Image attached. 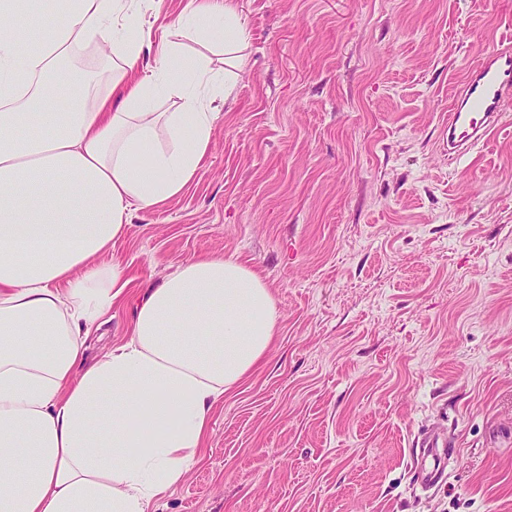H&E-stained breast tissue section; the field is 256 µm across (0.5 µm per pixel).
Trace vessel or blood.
I'll return each mask as SVG.
<instances>
[{"mask_svg":"<svg viewBox=\"0 0 512 512\" xmlns=\"http://www.w3.org/2000/svg\"><path fill=\"white\" fill-rule=\"evenodd\" d=\"M512 105V46L500 44L483 53L469 68L448 112V154H467L499 128ZM455 450L447 437L432 433L421 441L415 458L418 483L433 488L444 482Z\"/></svg>","mask_w":512,"mask_h":512,"instance_id":"1","label":"vessel or blood"}]
</instances>
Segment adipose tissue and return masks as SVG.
I'll list each match as a JSON object with an SVG mask.
<instances>
[{"label": "adipose tissue", "instance_id": "ef3b65f1", "mask_svg": "<svg viewBox=\"0 0 512 512\" xmlns=\"http://www.w3.org/2000/svg\"><path fill=\"white\" fill-rule=\"evenodd\" d=\"M141 0H52L29 49L0 0V512H152L198 460L215 406L265 360L278 327L265 281L239 260H188L136 306L130 338L84 364L132 278L100 263L134 210L178 195L211 146L202 89L237 77L248 43L233 0H190L141 70ZM109 36L105 84L80 111L43 78ZM223 54L185 62L188 43ZM172 111H163L164 103Z\"/></svg>", "mask_w": 512, "mask_h": 512}]
</instances>
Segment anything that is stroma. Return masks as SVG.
Wrapping results in <instances>:
<instances>
[{"label":"stroma","mask_w":512,"mask_h":512,"mask_svg":"<svg viewBox=\"0 0 512 512\" xmlns=\"http://www.w3.org/2000/svg\"><path fill=\"white\" fill-rule=\"evenodd\" d=\"M189 2L142 0L145 63ZM235 3L247 63L192 180L112 250L134 281L86 358L200 255L259 273L278 331L153 512H512V106L465 158L443 142L512 0ZM430 429L456 453L426 490Z\"/></svg>","instance_id":"1"}]
</instances>
